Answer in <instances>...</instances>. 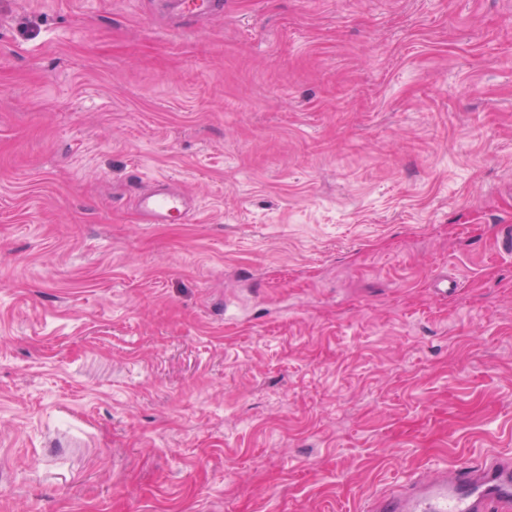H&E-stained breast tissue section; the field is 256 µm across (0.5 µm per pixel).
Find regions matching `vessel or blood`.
I'll return each mask as SVG.
<instances>
[{
  "instance_id": "vessel-or-blood-1",
  "label": "vessel or blood",
  "mask_w": 512,
  "mask_h": 512,
  "mask_svg": "<svg viewBox=\"0 0 512 512\" xmlns=\"http://www.w3.org/2000/svg\"><path fill=\"white\" fill-rule=\"evenodd\" d=\"M223 7L222 0H179L182 15L205 18ZM145 224L188 223L194 204L178 186L155 180L136 196ZM367 512H512V456L490 454L478 464L417 476L369 501Z\"/></svg>"
}]
</instances>
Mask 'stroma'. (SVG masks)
<instances>
[{"label":"stroma","instance_id":"35a3bbf8","mask_svg":"<svg viewBox=\"0 0 512 512\" xmlns=\"http://www.w3.org/2000/svg\"><path fill=\"white\" fill-rule=\"evenodd\" d=\"M158 178L191 222L140 223ZM507 224L512 0H0V512H363L512 454ZM180 15L198 18L209 17L224 7L222 0L176 1Z\"/></svg>","mask_w":512,"mask_h":512}]
</instances>
